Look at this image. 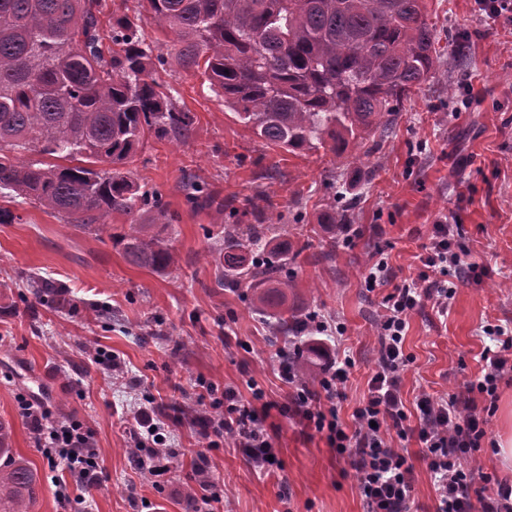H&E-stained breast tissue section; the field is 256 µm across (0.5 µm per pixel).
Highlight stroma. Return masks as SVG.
Returning <instances> with one entry per match:
<instances>
[{
    "label": "stroma",
    "mask_w": 512,
    "mask_h": 512,
    "mask_svg": "<svg viewBox=\"0 0 512 512\" xmlns=\"http://www.w3.org/2000/svg\"><path fill=\"white\" fill-rule=\"evenodd\" d=\"M426 4L440 45L464 40L465 69L444 57L437 77L402 101L392 137L367 135L339 157L270 146L175 59L157 70L194 118L186 141L147 138L130 164L171 218L162 233L176 257L168 268L127 261L112 240L126 230L127 216L113 214L109 229L88 232L0 194L8 213L0 221V420L41 478L33 512L63 510L18 412L20 393L92 428L104 475L85 494L92 512H184L188 474L207 449L197 419L212 400L228 387L245 403L256 386L279 402L294 393L279 378L278 347L321 344L325 352L314 358L321 368L332 355L354 360L336 402L340 419L351 422L376 369L384 297L397 284L439 277L419 259L438 224L458 225L463 260L478 277L457 283L447 315L428 305L409 314L406 407L415 411L424 393H457L486 372L484 326L512 329V31L475 12L473 0ZM190 180L216 193L223 208H191L183 190ZM263 200L281 216L282 260L294 275L289 306L298 316L342 324L343 335L275 336L270 317L252 306L248 284L225 287L224 227L252 223L250 211ZM336 205L348 207L347 224L324 223ZM380 259L389 279L367 288V271ZM35 276L63 286L67 304L37 302ZM97 345L112 351L122 374L93 363L89 350ZM146 393L155 396V416L176 451V475L162 489L128 453ZM263 426L281 463L275 474L260 475L228 443L211 453L224 512H365L357 473L327 432L275 409ZM486 431L487 443L470 459L485 475L471 489L475 496L490 494L500 480L512 484V468L490 446L502 432L501 411L488 415Z\"/></svg>",
    "instance_id": "1"
}]
</instances>
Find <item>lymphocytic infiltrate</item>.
<instances>
[{"label":"lymphocytic infiltrate","instance_id":"obj_1","mask_svg":"<svg viewBox=\"0 0 512 512\" xmlns=\"http://www.w3.org/2000/svg\"><path fill=\"white\" fill-rule=\"evenodd\" d=\"M453 227L438 224L420 256L425 266L455 278L474 277L464 269L455 250ZM455 295L453 286L438 281L427 286L411 281L395 287L387 296L385 312L378 322V367L368 383L362 406L353 413L352 425L340 422L335 409H322V399L339 398L352 366L350 358L334 361L319 381L318 390L298 389L289 409L316 430L327 431L338 455L349 457L359 477V489L366 512H411L414 500L415 469L403 444L416 440L436 485V512H512V488L499 485L493 495L473 500L470 494L476 470L465 467L466 455L478 451L486 436V420L475 406V395L497 401L499 383L512 364V336L502 326H486V334L498 342L497 350L482 352L488 371L448 398L421 394L416 401V417H409L401 394V374L410 359L404 351L408 315L422 300L444 312ZM224 409H212L202 417L205 429L214 436L243 449L253 468L268 471L274 445L258 425L271 407L263 392H256L252 405L233 404L225 393ZM21 416L31 427L35 447L50 468L61 469L55 478V495L66 512L83 503V490L98 487L102 471L100 456L92 444L90 428L70 415L52 418L35 400L19 397ZM136 429L130 435V453L139 469L153 484L169 481L174 472L175 454L149 410L135 414Z\"/></svg>","mask_w":512,"mask_h":512}]
</instances>
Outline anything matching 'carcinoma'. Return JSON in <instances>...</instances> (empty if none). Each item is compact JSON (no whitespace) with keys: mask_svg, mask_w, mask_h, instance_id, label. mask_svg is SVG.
<instances>
[{"mask_svg":"<svg viewBox=\"0 0 512 512\" xmlns=\"http://www.w3.org/2000/svg\"><path fill=\"white\" fill-rule=\"evenodd\" d=\"M102 10V0H0V190L82 229L130 216L112 240L129 262L164 269L174 263L159 230L164 204L121 168L150 136L185 141L194 117L157 81L165 57L146 41L142 18L112 17L107 48ZM146 11L183 70L258 138L290 152L340 156L366 133L390 136L402 100L437 76L443 56L426 0H146ZM29 150L48 161L22 160ZM184 191L193 207L224 208L194 182ZM147 210L156 222L139 221ZM252 216L224 226V271L231 286L250 279L255 308L286 336L299 321L276 264L281 243L267 236L280 216L257 205ZM34 296L55 301L63 291L39 281ZM293 364L301 383L318 381L312 357ZM9 440L0 421V512H32L37 473Z\"/></svg>","mask_w":512,"mask_h":512,"instance_id":"carcinoma-1","label":"carcinoma"}]
</instances>
